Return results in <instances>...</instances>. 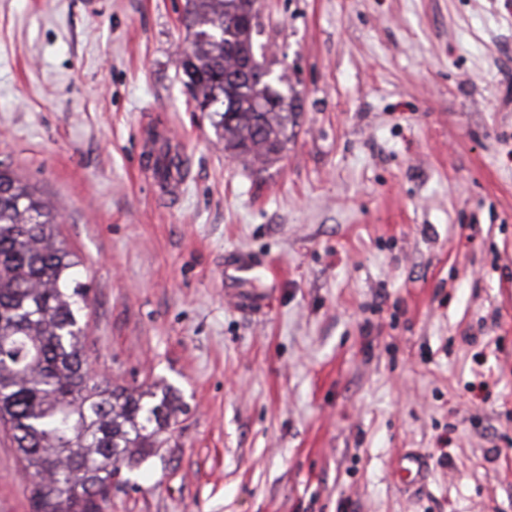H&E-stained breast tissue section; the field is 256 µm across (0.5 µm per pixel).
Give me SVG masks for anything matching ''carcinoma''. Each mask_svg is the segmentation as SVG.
Listing matches in <instances>:
<instances>
[{"mask_svg": "<svg viewBox=\"0 0 512 512\" xmlns=\"http://www.w3.org/2000/svg\"><path fill=\"white\" fill-rule=\"evenodd\" d=\"M257 0H185L191 35L179 60L184 85L216 113L224 151L260 164L288 143L294 113L256 59ZM50 199L0 161V421L38 481L34 512H99L121 468L137 467L167 440L179 396L130 391L91 376L79 312L80 264L58 240Z\"/></svg>", "mask_w": 512, "mask_h": 512, "instance_id": "cac0c4a2", "label": "carcinoma"}]
</instances>
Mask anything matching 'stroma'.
<instances>
[{"instance_id":"1","label":"stroma","mask_w":512,"mask_h":512,"mask_svg":"<svg viewBox=\"0 0 512 512\" xmlns=\"http://www.w3.org/2000/svg\"><path fill=\"white\" fill-rule=\"evenodd\" d=\"M183 4L0 0V161L60 211L91 370L185 404L101 512H512V0H259L297 113L262 168L183 83ZM32 486L0 425V512ZM153 181L159 196L167 199H176L179 196L182 182L177 172L159 173ZM229 270L225 273L227 288H239L244 283H255L262 280H275V272L266 263L242 256L237 261L226 264Z\"/></svg>"}]
</instances>
